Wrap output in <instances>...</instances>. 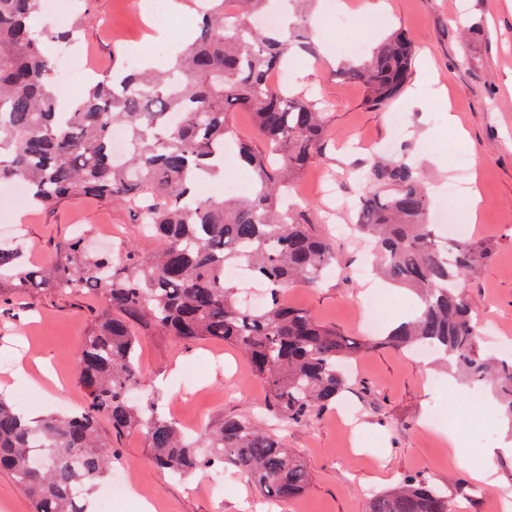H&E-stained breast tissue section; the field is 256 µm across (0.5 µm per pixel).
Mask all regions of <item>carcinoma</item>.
I'll list each match as a JSON object with an SVG mask.
<instances>
[{"label":"carcinoma","instance_id":"1","mask_svg":"<svg viewBox=\"0 0 512 512\" xmlns=\"http://www.w3.org/2000/svg\"><path fill=\"white\" fill-rule=\"evenodd\" d=\"M208 2L170 70L127 65L122 77L105 74L79 89L71 110L59 112L53 61L42 41L75 44L80 22L67 31H38L31 19L41 0H0V184L22 182L37 209L77 196L123 203L158 244L151 258H138L124 242L111 256L90 251L75 234L55 244L49 267L27 261L20 246L0 247V293L53 288L100 299L75 359L81 410L28 422L23 408L0 395V469L11 473L34 512H88L89 495L112 472L103 419L114 434L141 432L150 461L173 477L222 472L228 464L269 500L305 492L303 465L248 416H226L188 437L157 400L131 398L142 387L144 329L185 344L209 339L238 347L269 386V415L291 424L336 404L348 388L344 364L364 348L403 353L419 346L468 382L494 385L501 413L512 421V357L481 351L482 325L460 292V282L494 248L440 240L428 223L431 198L410 164L387 160L360 172L355 228L372 242L381 276L417 294L415 316L365 344L284 300L285 288L317 284L336 262V242L314 230L310 213L283 205L290 177L327 149L324 112L315 98L269 80L290 52L316 58L319 45L303 10L280 29L262 30L252 17L270 0ZM413 59L411 41L394 32L336 76L361 85L363 105L379 111L404 90ZM237 112L252 113L264 148L236 134ZM116 126L128 138L118 158L111 149ZM229 141L252 175L253 191L239 199L203 197L200 181L224 179ZM240 264L266 286L260 307L242 304L224 276ZM368 512H451V504L425 477L409 474L375 494Z\"/></svg>","mask_w":512,"mask_h":512}]
</instances>
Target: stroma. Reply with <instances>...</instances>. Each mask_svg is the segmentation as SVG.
Instances as JSON below:
<instances>
[{
    "label": "stroma",
    "mask_w": 512,
    "mask_h": 512,
    "mask_svg": "<svg viewBox=\"0 0 512 512\" xmlns=\"http://www.w3.org/2000/svg\"><path fill=\"white\" fill-rule=\"evenodd\" d=\"M157 41H148L132 0H91L83 17L80 43L98 73L128 63L126 43L145 42L143 58L153 68H167L174 53L193 34V0H179ZM349 15L380 12L376 28L350 25L320 41V60L301 56L290 87L320 99L332 143L296 179L301 208L323 218L339 202L341 223H352L359 188L347 169L377 158V145L400 140L403 154L424 172L433 210H453L464 223L466 199L446 193L460 156L482 197L473 240L493 244L494 254L462 283V293L483 324L495 325L483 351L512 338V0H344ZM403 29L417 49L415 70L399 98L385 111L363 107L362 86L337 79L335 43L360 41L373 47L385 34ZM409 126L396 136L392 113ZM22 228L23 248L41 264L54 263V244L83 231L91 249L104 248L111 229L122 232L142 257L156 242L133 224L126 206L109 200L74 198L53 210L0 207V242ZM336 267L318 284L287 288L288 304L311 312L323 325L347 336H366L365 311L375 293H383L387 319L410 315L416 297L409 290L376 277L356 276L365 253L351 237L336 241ZM98 307L96 299L63 296L43 288L10 294L0 306V386L28 412L41 415L66 410L83 393L74 376L80 342ZM24 361L29 382L12 380ZM141 367L147 389L182 428L204 427L224 416L247 414L263 419L265 382L253 376L241 351L222 342L185 344L149 330L141 337ZM353 382L340 407L353 405L357 417L346 432L337 409L300 425L275 424L274 432L310 474L306 492L296 500L272 503L260 497L233 467H225L222 488L210 487L205 474L173 479L149 460L142 434L112 438L114 469L127 492L112 512H134L140 496L156 512H366L373 493L392 487L408 474L424 476L465 512H491V498L512 496V424L497 409L490 385L472 389L464 379L438 368L432 358L390 349L363 353L350 368ZM433 386H426V377ZM455 410L444 428L430 425L437 407ZM470 460L461 468L456 450Z\"/></svg>",
    "instance_id": "1"
}]
</instances>
